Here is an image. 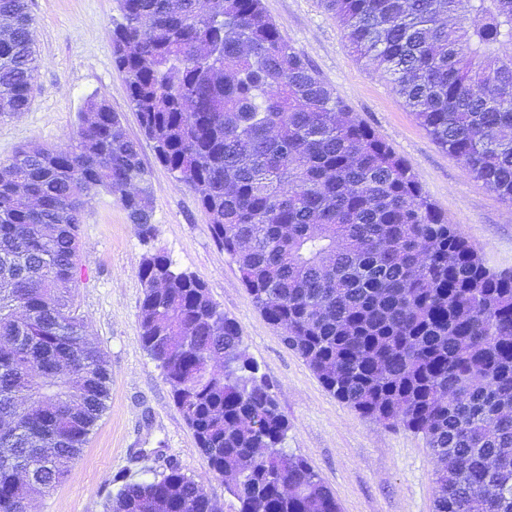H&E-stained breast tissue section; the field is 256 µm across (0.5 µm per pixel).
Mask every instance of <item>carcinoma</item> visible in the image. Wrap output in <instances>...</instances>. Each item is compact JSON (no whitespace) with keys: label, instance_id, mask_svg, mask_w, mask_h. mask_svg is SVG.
<instances>
[{"label":"carcinoma","instance_id":"1","mask_svg":"<svg viewBox=\"0 0 512 512\" xmlns=\"http://www.w3.org/2000/svg\"><path fill=\"white\" fill-rule=\"evenodd\" d=\"M432 141L512 203V0H324ZM112 61L157 160L196 191L267 322L340 402L423 437L434 512H512V270H495L407 164L281 34L262 0H120ZM38 70L25 0H0V115ZM57 151L0 166V512L61 483L111 374L73 302L90 196L154 237V188L119 115L91 99ZM139 339L238 512H339L236 321L147 254ZM107 512H218L177 468Z\"/></svg>","mask_w":512,"mask_h":512}]
</instances>
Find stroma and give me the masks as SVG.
<instances>
[{"mask_svg": "<svg viewBox=\"0 0 512 512\" xmlns=\"http://www.w3.org/2000/svg\"><path fill=\"white\" fill-rule=\"evenodd\" d=\"M282 35L352 112L408 164L438 211L461 225L489 266L512 269V204L436 146L393 91L365 66L320 0H263ZM38 73L28 109L0 117V163L23 149L70 146L89 99L119 114L154 187L156 234L136 235L116 197L91 196L79 226L76 304L112 376L109 406L67 479L31 503L33 512H105L115 476L150 480L176 467L220 512H238L174 405L170 387L139 341L144 256L164 252L201 279L241 329L243 348L288 420L285 448L306 457L340 512H433L434 466L421 436L364 418L321 385L254 306L237 266L219 247L193 190L178 183L141 138L125 77L112 64L110 30L119 0H28Z\"/></svg>", "mask_w": 512, "mask_h": 512, "instance_id": "obj_1", "label": "stroma"}]
</instances>
